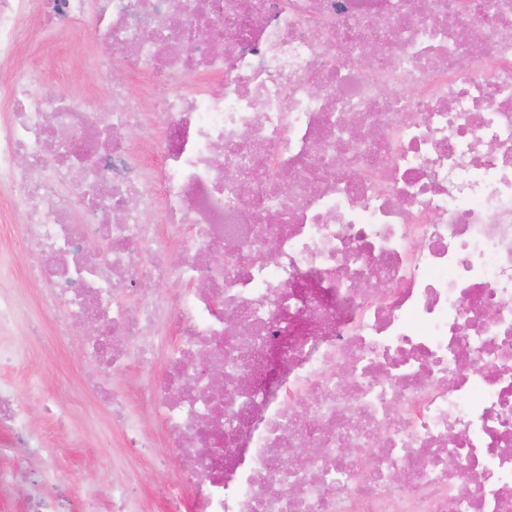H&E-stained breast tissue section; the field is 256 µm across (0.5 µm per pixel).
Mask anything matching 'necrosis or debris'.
I'll return each instance as SVG.
<instances>
[{
	"label": "necrosis or debris",
	"mask_w": 512,
	"mask_h": 512,
	"mask_svg": "<svg viewBox=\"0 0 512 512\" xmlns=\"http://www.w3.org/2000/svg\"><path fill=\"white\" fill-rule=\"evenodd\" d=\"M35 19L141 84L12 71L0 188L58 345L92 321L94 365L147 370L178 336L137 391L163 512H512V0H0V64ZM143 281L179 289L117 303ZM0 428L29 447L26 395Z\"/></svg>",
	"instance_id": "4bbe7bcc"
}]
</instances>
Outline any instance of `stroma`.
<instances>
[{
  "label": "stroma",
  "mask_w": 512,
  "mask_h": 512,
  "mask_svg": "<svg viewBox=\"0 0 512 512\" xmlns=\"http://www.w3.org/2000/svg\"><path fill=\"white\" fill-rule=\"evenodd\" d=\"M92 34L70 29L50 39L23 46L11 64L0 66V122L8 117L5 88L11 69H40L42 93L80 95L91 88L105 89L113 79L111 68L92 70L87 61ZM23 230L21 218L7 193L0 192V292L19 296L23 315L9 328L0 330V346L19 353L17 360L0 364V384L26 392L30 429L48 443L47 449L25 448L1 460L17 474L15 489L0 494V512H22L27 479L37 471L44 452L58 458V471L67 485L66 512H76L83 499L98 497L101 512H112V487L129 485L139 512H161L159 486L165 476L175 474L179 462L160 442L161 425L155 410L130 401L133 415L151 440L148 448H127L120 428L112 423L110 410L85 385L91 363L85 353L86 332H77L67 345L48 348L44 336L54 323L40 304V287L27 272L41 258L33 252H13L9 244ZM69 412L65 428H58L47 404Z\"/></svg>",
  "instance_id": "stroma-1"
}]
</instances>
